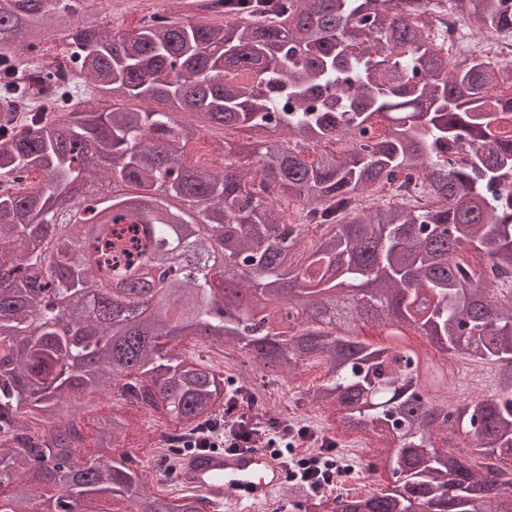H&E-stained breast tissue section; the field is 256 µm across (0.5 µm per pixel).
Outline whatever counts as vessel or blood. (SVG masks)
I'll list each match as a JSON object with an SVG mask.
<instances>
[{
  "label": "vessel or blood",
  "instance_id": "obj_1",
  "mask_svg": "<svg viewBox=\"0 0 512 512\" xmlns=\"http://www.w3.org/2000/svg\"><path fill=\"white\" fill-rule=\"evenodd\" d=\"M155 474L172 495L199 500L206 512H268L282 503L288 485L282 461L262 448L196 451L173 468L157 465Z\"/></svg>",
  "mask_w": 512,
  "mask_h": 512
}]
</instances>
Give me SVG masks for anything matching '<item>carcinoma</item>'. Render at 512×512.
I'll use <instances>...</instances> for the list:
<instances>
[{"label":"carcinoma","mask_w":512,"mask_h":512,"mask_svg":"<svg viewBox=\"0 0 512 512\" xmlns=\"http://www.w3.org/2000/svg\"><path fill=\"white\" fill-rule=\"evenodd\" d=\"M421 0H210L222 24L171 19L114 33L71 0H0V101L24 77H50L24 49L69 48L79 77L61 112H34L0 131V502L9 512H171L175 500L143 482L127 454L69 464L80 450V396L148 391L144 408L183 426L224 410L217 366L177 347L209 336L258 367H321L306 390L338 410L346 430L374 435L384 489L338 496L331 512H512V68L451 62L417 24ZM468 26L512 32V0H450ZM149 100L164 110L124 106ZM192 115L198 123H186ZM377 123L388 130L368 140ZM210 126L247 128L254 167L186 164L184 148ZM353 140L309 161L302 144ZM38 186L21 191L24 175ZM421 174L431 203L388 201L354 211V196ZM135 195L112 199L95 224L55 221L76 183ZM320 214L323 233L300 250L273 196ZM176 201L183 211H168ZM94 257L88 267L85 254ZM297 262H292L293 256ZM243 265L237 279L225 274ZM117 286L103 300L98 285ZM345 282L354 290H336ZM159 290L161 310L138 299ZM433 299L421 300L420 289ZM265 309L224 310L226 295ZM379 320L400 310L406 330L443 341L461 361L445 392L425 399L412 351L374 346L356 331L362 305ZM469 390L462 405L450 394ZM42 428L16 446L25 407ZM67 418L61 426L53 423ZM128 429L120 410L97 419V447ZM39 465L41 495L10 477Z\"/></svg>","instance_id":"cac0c4a2"}]
</instances>
